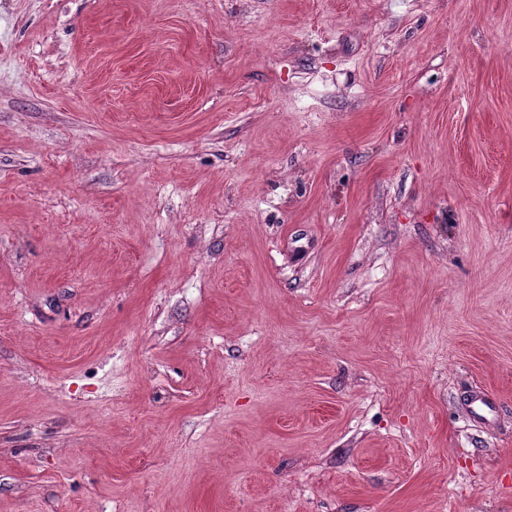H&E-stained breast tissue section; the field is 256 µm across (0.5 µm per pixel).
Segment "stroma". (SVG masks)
I'll return each mask as SVG.
<instances>
[{
	"label": "stroma",
	"instance_id": "stroma-1",
	"mask_svg": "<svg viewBox=\"0 0 512 512\" xmlns=\"http://www.w3.org/2000/svg\"><path fill=\"white\" fill-rule=\"evenodd\" d=\"M0 512H512V0H0Z\"/></svg>",
	"mask_w": 512,
	"mask_h": 512
}]
</instances>
